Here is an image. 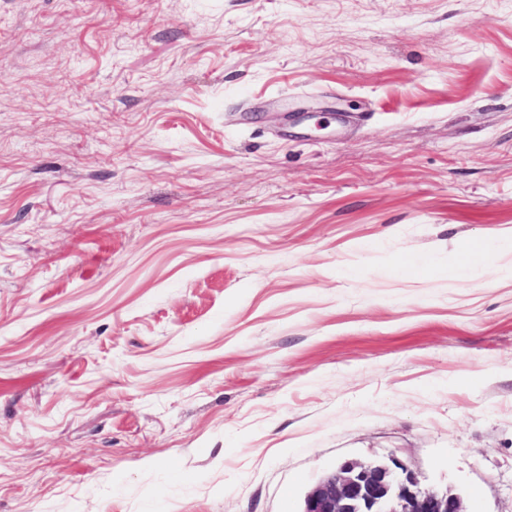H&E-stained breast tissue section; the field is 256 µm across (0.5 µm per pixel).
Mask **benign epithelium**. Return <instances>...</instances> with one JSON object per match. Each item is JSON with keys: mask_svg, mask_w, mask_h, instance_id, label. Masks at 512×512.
Segmentation results:
<instances>
[{"mask_svg": "<svg viewBox=\"0 0 512 512\" xmlns=\"http://www.w3.org/2000/svg\"><path fill=\"white\" fill-rule=\"evenodd\" d=\"M302 512H465L459 495L421 488L396 459L347 460L306 495Z\"/></svg>", "mask_w": 512, "mask_h": 512, "instance_id": "1", "label": "benign epithelium"}]
</instances>
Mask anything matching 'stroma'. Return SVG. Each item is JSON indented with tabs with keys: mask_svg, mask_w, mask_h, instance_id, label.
<instances>
[{
	"mask_svg": "<svg viewBox=\"0 0 512 512\" xmlns=\"http://www.w3.org/2000/svg\"><path fill=\"white\" fill-rule=\"evenodd\" d=\"M390 456L512 512V0H0V512Z\"/></svg>",
	"mask_w": 512,
	"mask_h": 512,
	"instance_id": "35a3bbf8",
	"label": "stroma"
}]
</instances>
